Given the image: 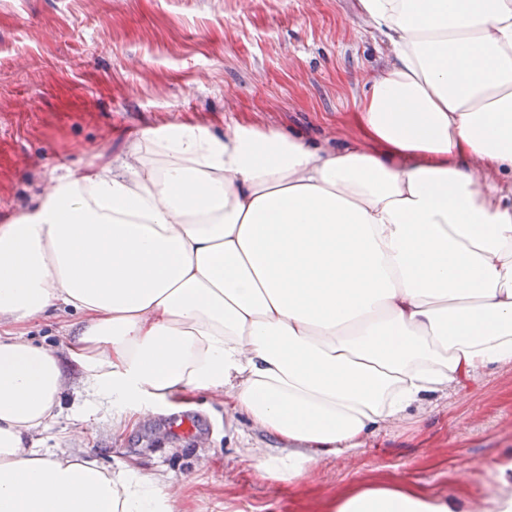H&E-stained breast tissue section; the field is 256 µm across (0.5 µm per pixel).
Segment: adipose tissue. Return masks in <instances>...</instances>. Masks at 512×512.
Listing matches in <instances>:
<instances>
[{"instance_id":"ef3b65f1","label":"adipose tissue","mask_w":512,"mask_h":512,"mask_svg":"<svg viewBox=\"0 0 512 512\" xmlns=\"http://www.w3.org/2000/svg\"><path fill=\"white\" fill-rule=\"evenodd\" d=\"M360 6L391 54L364 141L147 128L0 224V512H173L163 477L37 448L71 364L121 426L223 399L289 483L512 365V0ZM67 309L66 353L28 339ZM494 471L478 501L384 486L335 510L512 512V459Z\"/></svg>"}]
</instances>
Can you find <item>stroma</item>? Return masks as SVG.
<instances>
[{"mask_svg": "<svg viewBox=\"0 0 512 512\" xmlns=\"http://www.w3.org/2000/svg\"><path fill=\"white\" fill-rule=\"evenodd\" d=\"M358 0H0V224L53 179L111 164L134 134L166 123L275 127L317 144L356 142L358 105L387 66ZM115 411L77 368L39 448L133 460L183 487L174 512H333L362 488L480 499L512 457V365L493 366L290 484L245 454L280 455L246 417L201 396L114 431ZM191 418L204 436L179 424Z\"/></svg>", "mask_w": 512, "mask_h": 512, "instance_id": "obj_1", "label": "stroma"}]
</instances>
